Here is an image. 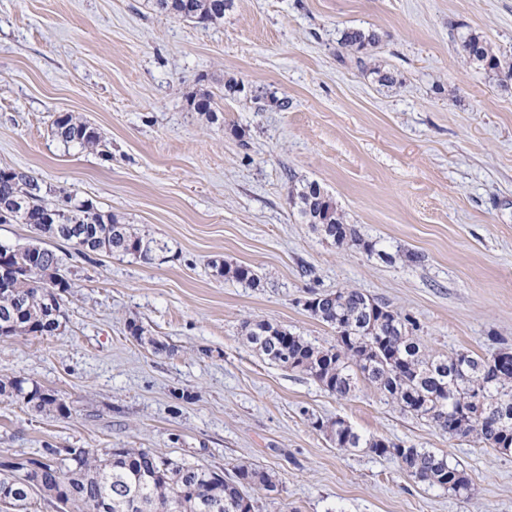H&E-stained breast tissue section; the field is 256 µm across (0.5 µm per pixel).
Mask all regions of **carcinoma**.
Listing matches in <instances>:
<instances>
[{"mask_svg":"<svg viewBox=\"0 0 512 512\" xmlns=\"http://www.w3.org/2000/svg\"><path fill=\"white\" fill-rule=\"evenodd\" d=\"M159 10L177 18L204 25L224 18L233 0H155ZM379 41L375 32L343 31L340 45L361 53ZM464 56L471 62L512 78V65L503 67L489 45L477 35L466 37ZM54 133L62 141L88 148L102 146L98 130L70 113L58 115ZM289 200L303 219L324 239L336 234L337 246L361 242L356 225L346 221L336 201L319 183L312 181L290 191ZM56 204L40 195L37 181L15 171L0 176V224H28L37 234L36 246L44 240L70 241L65 228L48 221ZM62 223L80 233L86 251L119 253L150 263L168 250V244L135 232L93 203L70 206ZM9 296L0 295V324L14 336H48L60 327L58 316L44 297L32 250L21 246L12 254ZM217 275H232L255 287L259 277L248 267L215 266ZM18 297L22 305L10 298ZM310 316L336 333V343L316 345L269 321L245 324L247 343L268 361L304 373L325 391L346 398L363 379L379 390L402 412L422 417L452 437L473 438L502 454L512 453V350L500 349L491 356L459 352L452 356L432 353L420 342L415 320L366 296L357 288L313 294ZM128 329L138 342H146L155 354L172 349L157 338H145L135 322ZM0 396L23 401L42 412L66 410L58 395L24 378L0 379ZM336 447L349 451L367 448L378 456H393L416 481L467 494L470 483L459 465L427 448L394 443L385 438H366L343 419L330 425ZM0 486L9 488L0 512H28L39 497L56 503L57 512H254L246 489L276 488L272 476L251 464H240L227 476L211 467L190 464L149 450L134 448H49L39 458L9 469L0 476Z\"/></svg>","mask_w":512,"mask_h":512,"instance_id":"1","label":"carcinoma"}]
</instances>
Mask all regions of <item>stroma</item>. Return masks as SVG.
<instances>
[{
	"mask_svg": "<svg viewBox=\"0 0 512 512\" xmlns=\"http://www.w3.org/2000/svg\"><path fill=\"white\" fill-rule=\"evenodd\" d=\"M347 28L381 36L363 61L339 44ZM470 34L511 63L512 0H234L207 26L154 0H0V169L170 247L144 264L49 242L70 282L61 326L0 339V376L56 391L68 411L0 397V461L145 448L268 471L277 488L249 489L255 512H512V454L365 383L336 398L243 338L267 320L332 343L303 302L352 287L414 318L433 352L512 349V79L463 58ZM229 81L243 92L226 95ZM202 94L220 97L216 117L190 109ZM66 112L109 156L55 136ZM312 181L373 251L306 224L289 191ZM225 262L257 270L260 286L217 276ZM131 320L172 354L132 338ZM339 417L447 454L469 494L339 450L314 426Z\"/></svg>",
	"mask_w": 512,
	"mask_h": 512,
	"instance_id": "obj_1",
	"label": "stroma"
}]
</instances>
